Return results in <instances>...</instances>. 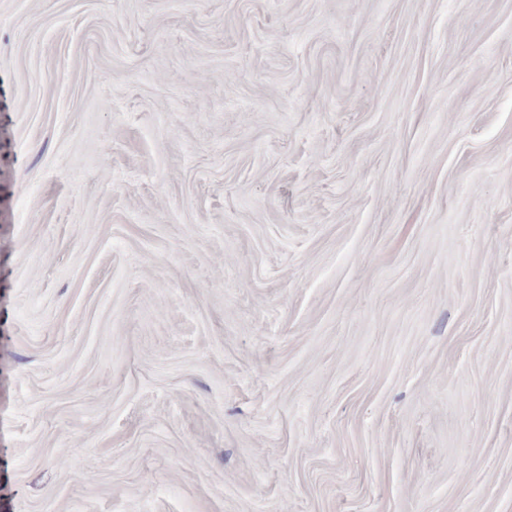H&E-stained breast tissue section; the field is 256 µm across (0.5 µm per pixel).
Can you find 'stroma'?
Returning a JSON list of instances; mask_svg holds the SVG:
<instances>
[{"mask_svg":"<svg viewBox=\"0 0 512 512\" xmlns=\"http://www.w3.org/2000/svg\"><path fill=\"white\" fill-rule=\"evenodd\" d=\"M0 512H512V0H0Z\"/></svg>","mask_w":512,"mask_h":512,"instance_id":"stroma-1","label":"stroma"}]
</instances>
